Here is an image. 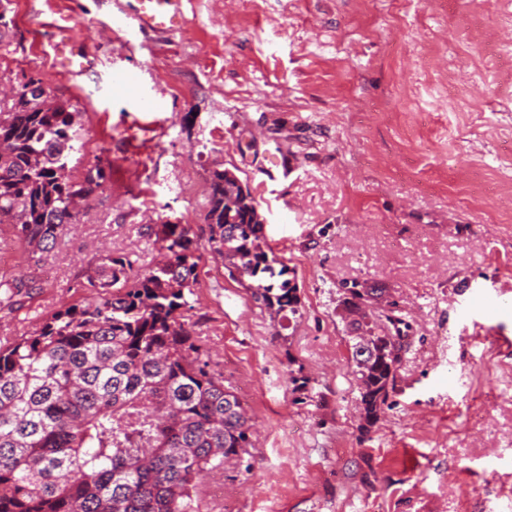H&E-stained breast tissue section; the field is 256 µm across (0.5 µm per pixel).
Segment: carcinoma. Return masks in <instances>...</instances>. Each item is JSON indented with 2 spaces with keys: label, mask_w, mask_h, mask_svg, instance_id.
I'll return each instance as SVG.
<instances>
[{
  "label": "carcinoma",
  "mask_w": 512,
  "mask_h": 512,
  "mask_svg": "<svg viewBox=\"0 0 512 512\" xmlns=\"http://www.w3.org/2000/svg\"><path fill=\"white\" fill-rule=\"evenodd\" d=\"M80 113L33 99L0 98V224L14 225L39 262L69 231L105 168L68 175ZM208 243L240 271L254 298L284 319L298 312L288 267L269 255L253 195L224 171L210 175ZM155 268L131 274L108 257L81 287L85 304L53 311L39 329L0 344V512H200L196 487L252 446L250 418L209 369L186 321L199 245L188 224H163ZM21 285L0 278V306ZM352 301L381 292L352 283ZM352 338L361 416L374 425L398 360V337L380 322Z\"/></svg>",
  "instance_id": "carcinoma-1"
}]
</instances>
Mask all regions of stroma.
<instances>
[{
    "instance_id": "35a3bbf8",
    "label": "stroma",
    "mask_w": 512,
    "mask_h": 512,
    "mask_svg": "<svg viewBox=\"0 0 512 512\" xmlns=\"http://www.w3.org/2000/svg\"><path fill=\"white\" fill-rule=\"evenodd\" d=\"M124 0H0V82L42 79L79 111L69 173L109 174L40 264L12 225L0 342L87 298L106 256L200 246L189 322L244 402L254 446L197 488L202 512H512V0H186L173 33ZM82 42L63 69L61 30ZM272 173H265L268 160ZM248 183L299 314L257 302L208 244L209 172ZM382 287L402 349L364 427L337 308ZM63 34H65V38L59 43V46L61 49L65 52L68 51L70 58L68 59L69 62V68L68 71L72 75H79L84 70L85 66V56L82 53L80 49V43L78 40H76L69 32L63 31Z\"/></svg>"
}]
</instances>
